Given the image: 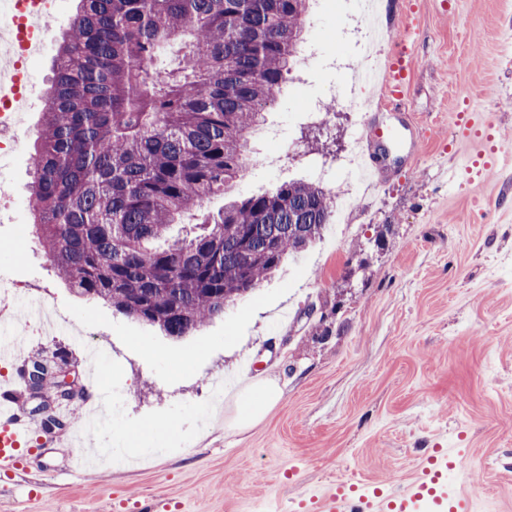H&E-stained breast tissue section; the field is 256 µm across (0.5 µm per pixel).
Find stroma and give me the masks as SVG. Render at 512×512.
I'll return each instance as SVG.
<instances>
[{
  "instance_id": "35a3bbf8",
  "label": "stroma",
  "mask_w": 512,
  "mask_h": 512,
  "mask_svg": "<svg viewBox=\"0 0 512 512\" xmlns=\"http://www.w3.org/2000/svg\"><path fill=\"white\" fill-rule=\"evenodd\" d=\"M418 2L406 17L381 0L380 21L391 47L404 26L415 32L406 112L421 152L391 160L337 243L317 239L190 336L77 296L33 236L29 210L0 201V240L18 251L0 270L68 322L28 320L18 298L1 297L0 317L25 350L0 361V384L20 363L64 357L83 392L112 393V419L87 443L126 451L75 470L76 448L49 440L31 416L30 452L0 471V512H315L310 495L348 479L405 484L440 448L464 459L449 489L476 512H512V108L499 106L512 101V0ZM307 18L325 51L290 74L268 110L278 164L253 165L237 194L292 180L356 190L334 165L352 138L349 115L324 128L295 95L349 94L367 27L353 4L314 0ZM493 157L492 176L472 170ZM78 329L103 336L109 356L91 363ZM231 376L236 387L214 402L216 379ZM256 380L282 396L257 424L238 426L239 396ZM144 427L160 451H142Z\"/></svg>"
}]
</instances>
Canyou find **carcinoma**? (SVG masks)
Listing matches in <instances>:
<instances>
[{
  "label": "carcinoma",
  "instance_id": "carcinoma-1",
  "mask_svg": "<svg viewBox=\"0 0 512 512\" xmlns=\"http://www.w3.org/2000/svg\"><path fill=\"white\" fill-rule=\"evenodd\" d=\"M309 0H80L35 140L32 228L79 296L188 336L305 250L314 182L234 193L288 79ZM224 194L202 232L171 227Z\"/></svg>",
  "mask_w": 512,
  "mask_h": 512
}]
</instances>
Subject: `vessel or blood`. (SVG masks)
Listing matches in <instances>:
<instances>
[{"label":"vessel or blood","mask_w":512,"mask_h":512,"mask_svg":"<svg viewBox=\"0 0 512 512\" xmlns=\"http://www.w3.org/2000/svg\"><path fill=\"white\" fill-rule=\"evenodd\" d=\"M20 40L35 34L34 27L47 23L51 15L50 0H13ZM400 47L390 58L380 86L394 109H401L412 56L409 33H402ZM363 139L367 148L363 167L369 174L383 176L389 145L418 152L420 144L413 138L409 123L392 125L379 121L377 114H367L363 123ZM17 396L7 386H0V470L20 463L22 447L32 433L31 426L16 412ZM461 456L455 449L428 458L410 482L401 487L383 488L367 483L343 480L320 500L321 512H474V504L466 497L448 493L449 466L459 465Z\"/></svg>","instance_id":"obj_1"}]
</instances>
